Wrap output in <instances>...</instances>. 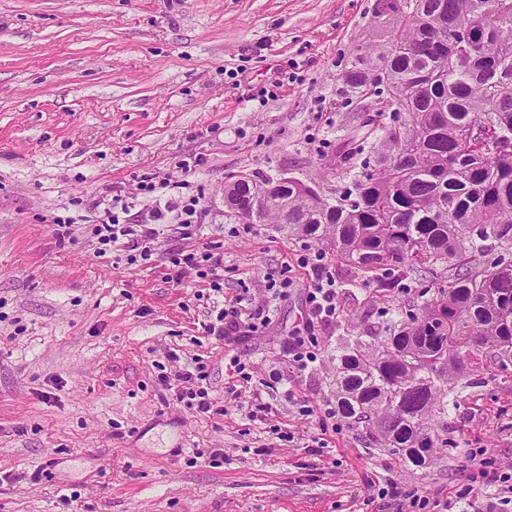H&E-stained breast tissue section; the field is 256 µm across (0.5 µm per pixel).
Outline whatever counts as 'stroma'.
Here are the masks:
<instances>
[{"mask_svg":"<svg viewBox=\"0 0 512 512\" xmlns=\"http://www.w3.org/2000/svg\"><path fill=\"white\" fill-rule=\"evenodd\" d=\"M388 3L0 0V512H512L494 480L512 465V370L473 357L442 421L450 445L423 467L349 422L331 428L341 327L397 317L418 290L337 284L318 360L297 370L298 259L319 243L225 216L241 173L334 193L375 104L345 95L342 76L358 45L387 41ZM154 176L201 194L200 237L169 223L149 261L99 253L93 202L142 210L137 183ZM210 244L225 301L269 311L265 329L208 336V283L168 252ZM198 364L214 412L165 405L161 376Z\"/></svg>","mask_w":512,"mask_h":512,"instance_id":"1","label":"stroma"}]
</instances>
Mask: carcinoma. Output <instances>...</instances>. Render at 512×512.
I'll return each mask as SVG.
<instances>
[{
    "label": "carcinoma",
    "mask_w": 512,
    "mask_h": 512,
    "mask_svg": "<svg viewBox=\"0 0 512 512\" xmlns=\"http://www.w3.org/2000/svg\"><path fill=\"white\" fill-rule=\"evenodd\" d=\"M393 38L360 49L346 70V91L386 88L408 130L371 139L368 118L334 202L316 188L281 190L288 230L326 243L347 282L395 287V273L428 275L435 285L419 305L381 332L338 337L337 410L379 445L422 467L448 447L433 422L473 355L496 351L512 365V0H413ZM464 27L483 32L462 53L451 41ZM269 177L231 182V195L262 192ZM261 204L243 217L269 224Z\"/></svg>",
    "instance_id": "1"
}]
</instances>
